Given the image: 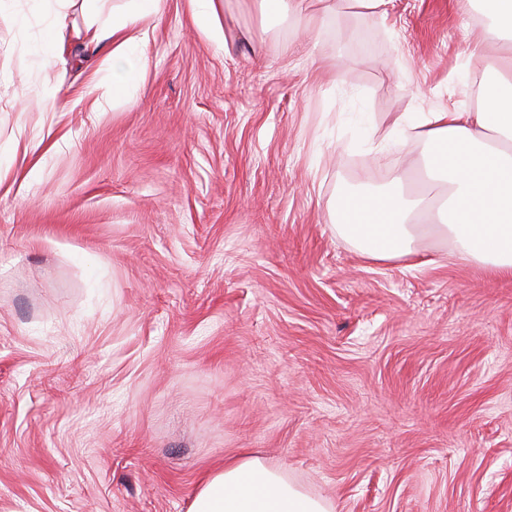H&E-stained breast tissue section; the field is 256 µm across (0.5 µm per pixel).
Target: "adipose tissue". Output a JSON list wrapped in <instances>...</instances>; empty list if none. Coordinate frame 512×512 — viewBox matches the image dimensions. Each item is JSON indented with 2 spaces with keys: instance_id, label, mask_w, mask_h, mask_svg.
<instances>
[{
  "instance_id": "ef3b65f1",
  "label": "adipose tissue",
  "mask_w": 512,
  "mask_h": 512,
  "mask_svg": "<svg viewBox=\"0 0 512 512\" xmlns=\"http://www.w3.org/2000/svg\"><path fill=\"white\" fill-rule=\"evenodd\" d=\"M100 0H57L52 37L40 44L43 63L60 59L65 41L61 30L68 9L94 12ZM159 10V0H128L111 24L91 36L74 30L79 50L110 45L112 102L126 103L130 84L147 70L142 25ZM417 131L429 145L424 159L428 175L447 188L448 203L435 210L431 197L408 190L403 172L370 193H348L338 203L346 222L341 232L374 260L411 255L417 240L437 237L450 256L512 279V39L482 87L474 111L441 110L402 113L395 134ZM189 512H330L327 503L303 493L283 473L261 458L244 453L225 460L206 478Z\"/></svg>"
}]
</instances>
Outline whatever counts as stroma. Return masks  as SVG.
Instances as JSON below:
<instances>
[{
	"label": "stroma",
	"mask_w": 512,
	"mask_h": 512,
	"mask_svg": "<svg viewBox=\"0 0 512 512\" xmlns=\"http://www.w3.org/2000/svg\"><path fill=\"white\" fill-rule=\"evenodd\" d=\"M471 0H338L311 29L160 0L146 76L33 62L0 13V512H189L247 451L332 512H512V282L443 243L377 261L333 206L475 110ZM376 38L353 50V26ZM482 41L467 57V44Z\"/></svg>",
	"instance_id": "stroma-1"
}]
</instances>
